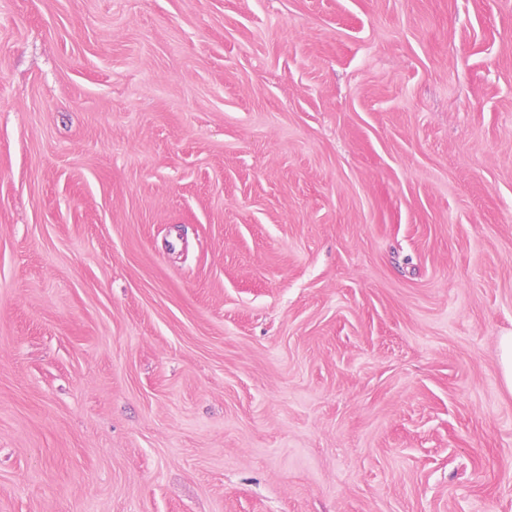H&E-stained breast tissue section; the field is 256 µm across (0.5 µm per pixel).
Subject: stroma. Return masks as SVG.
<instances>
[{
    "mask_svg": "<svg viewBox=\"0 0 512 512\" xmlns=\"http://www.w3.org/2000/svg\"><path fill=\"white\" fill-rule=\"evenodd\" d=\"M512 0H0V512H512ZM501 375L506 389L512 394V335L499 341Z\"/></svg>",
    "mask_w": 512,
    "mask_h": 512,
    "instance_id": "35a3bbf8",
    "label": "stroma"
}]
</instances>
